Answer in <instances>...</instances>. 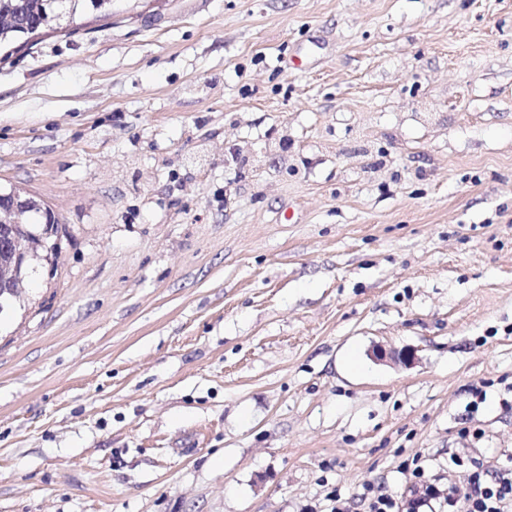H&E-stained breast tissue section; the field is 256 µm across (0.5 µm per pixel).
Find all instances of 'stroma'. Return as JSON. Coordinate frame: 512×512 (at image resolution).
<instances>
[{
  "label": "stroma",
  "mask_w": 512,
  "mask_h": 512,
  "mask_svg": "<svg viewBox=\"0 0 512 512\" xmlns=\"http://www.w3.org/2000/svg\"><path fill=\"white\" fill-rule=\"evenodd\" d=\"M14 185L67 235L0 318V512L512 458V0H112L0 61Z\"/></svg>",
  "instance_id": "35a3bbf8"
}]
</instances>
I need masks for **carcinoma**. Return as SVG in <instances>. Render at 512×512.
I'll return each instance as SVG.
<instances>
[{
  "label": "carcinoma",
  "mask_w": 512,
  "mask_h": 512,
  "mask_svg": "<svg viewBox=\"0 0 512 512\" xmlns=\"http://www.w3.org/2000/svg\"><path fill=\"white\" fill-rule=\"evenodd\" d=\"M112 0H0V47L13 43L31 46L45 30L56 31L61 19L68 18L63 28L73 34L78 27L73 19L78 9L106 10ZM20 209L21 223L11 224L15 209ZM0 216L8 220L0 224V264L13 269L24 266L25 254L11 248L14 237L29 238L36 244V251L43 252V260L53 265L57 258V240L66 234V227L44 202L33 197H21V203L10 198L0 199ZM25 283L0 284V315L9 304L19 298Z\"/></svg>",
  "instance_id": "obj_1"
}]
</instances>
